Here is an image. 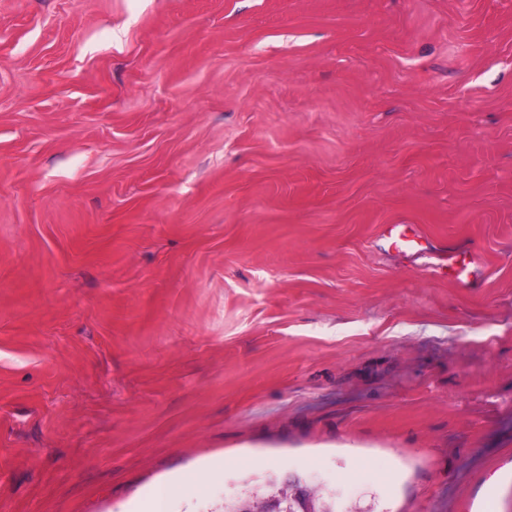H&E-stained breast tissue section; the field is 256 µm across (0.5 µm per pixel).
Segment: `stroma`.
<instances>
[{
  "label": "stroma",
  "mask_w": 512,
  "mask_h": 512,
  "mask_svg": "<svg viewBox=\"0 0 512 512\" xmlns=\"http://www.w3.org/2000/svg\"><path fill=\"white\" fill-rule=\"evenodd\" d=\"M288 477L512 512V0H0V512Z\"/></svg>",
  "instance_id": "obj_1"
}]
</instances>
